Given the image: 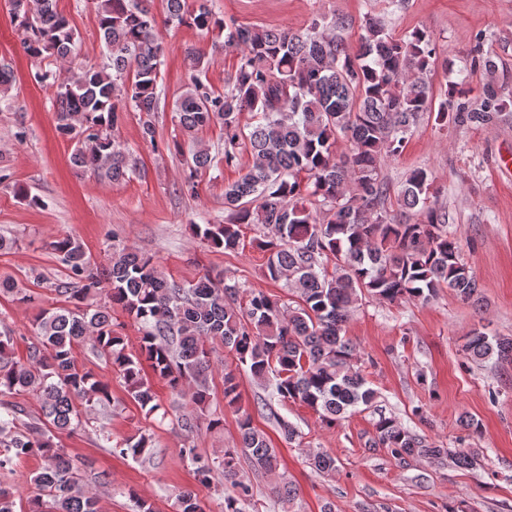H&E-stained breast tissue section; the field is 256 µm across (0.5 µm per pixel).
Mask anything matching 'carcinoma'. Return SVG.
I'll return each instance as SVG.
<instances>
[{"label": "carcinoma", "instance_id": "carcinoma-1", "mask_svg": "<svg viewBox=\"0 0 512 512\" xmlns=\"http://www.w3.org/2000/svg\"><path fill=\"white\" fill-rule=\"evenodd\" d=\"M13 13L26 32L24 51L37 62L53 57L65 73L38 70L36 79L52 88L56 128L73 144L70 164L111 182L140 173L137 159L122 150L115 131L128 112L139 114L144 141L156 145L160 110L158 78L162 57L158 23L147 0H94L98 29L107 48L99 65L77 62L79 33L59 10L57 0H29ZM165 24L193 26L224 37L237 52L234 72L219 92L204 83V56L195 49L189 82L175 103V118L190 137L218 123L224 129V163L250 158L240 178L224 186L223 224H195L194 232L214 249L233 251L241 226L264 228L260 247L267 252L264 274L285 281L289 302L263 291H243L236 282L205 274L194 283L166 277L153 259L128 246L112 244L107 267L96 266L81 243L65 235L50 244L67 270L55 285L64 305L41 309L32 321L26 358L14 356L16 336L0 331V472L17 462H46L32 482L30 512H99L96 493L79 478L78 461L66 454L59 436L89 422L88 412L112 402L109 384L77 365L82 345L111 364L128 395L146 418L166 419L156 398L154 375L181 395L194 382L189 404L196 417H177L194 433L224 425V412L211 409L208 377L215 343L224 344L237 367L224 366V404L240 397V376L261 386L260 411L274 403L299 401L334 427L350 409L370 408L376 392L367 386L361 358L345 337V326L359 301L428 302L448 288L462 301H482L481 286L448 231V211L432 201V173L410 171L395 203H388L382 164L402 154L420 118L455 128L495 124L512 116V100L493 79L496 58L477 39L471 70L486 75L478 97H469L466 79L448 81L434 94L428 74L439 53L425 29L397 38L378 16L361 24L357 44L347 38L352 22L343 16L317 17L300 32L230 25L207 5L165 0ZM245 112L251 122L242 123ZM189 169L192 191L198 173L211 166L209 146L194 142L189 152L174 145ZM110 288H102V280ZM0 291L22 303L34 295L10 280ZM119 306L143 328L139 350H128L112 320ZM464 351L477 362L512 359V340L491 339L473 330ZM21 393L36 397L44 421L20 425L24 409L10 401ZM239 447L204 457L195 446L182 449L200 483L215 473L231 481L224 512H248L251 487L239 478L241 459L256 473L275 479L272 492L289 502L295 488L278 473L277 450L251 417L238 419ZM376 444L394 456L439 459L448 449L426 441L398 419L382 415ZM145 433L122 439L112 450L140 458L151 447ZM308 463L327 473L336 459L312 452ZM176 512H202L191 491L176 496Z\"/></svg>", "mask_w": 512, "mask_h": 512}]
</instances>
